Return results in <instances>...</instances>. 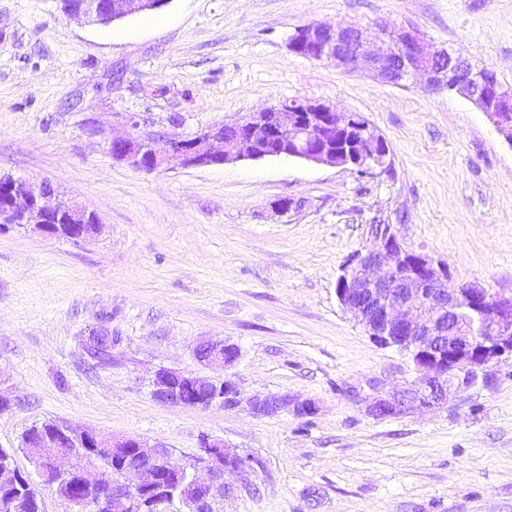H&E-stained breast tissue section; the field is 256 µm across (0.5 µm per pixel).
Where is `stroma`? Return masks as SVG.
<instances>
[{
    "label": "stroma",
    "mask_w": 512,
    "mask_h": 512,
    "mask_svg": "<svg viewBox=\"0 0 512 512\" xmlns=\"http://www.w3.org/2000/svg\"><path fill=\"white\" fill-rule=\"evenodd\" d=\"M156 15L104 26L59 0H0V174L53 183L102 224L87 241L0 227V448L29 473L20 437L48 420L158 442L178 463L209 435L254 469L224 512H512V362L446 408L374 418L353 391L413 372L336 296L374 224L446 263L449 286L511 296L512 145L461 98L287 45L313 21L405 23L512 85V0H168ZM294 98L363 115L391 172L292 158L144 172L108 150L131 116L162 147ZM100 325L104 361L85 347ZM203 336L238 347L243 398L314 413L155 401L159 369L211 375L193 354ZM248 408L254 415L272 416L291 405L288 396H266L264 398L252 397L247 401Z\"/></svg>",
    "instance_id": "stroma-1"
}]
</instances>
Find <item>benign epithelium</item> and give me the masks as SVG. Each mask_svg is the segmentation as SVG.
Wrapping results in <instances>:
<instances>
[{"mask_svg": "<svg viewBox=\"0 0 512 512\" xmlns=\"http://www.w3.org/2000/svg\"><path fill=\"white\" fill-rule=\"evenodd\" d=\"M155 7L152 0H84L66 17L109 24ZM375 29V39L383 44L379 51L371 49L361 26L330 22L297 27L288 47L314 61L366 70L384 84L419 83L429 91L460 97L512 145V85L503 84L493 70L437 46L413 26L381 22ZM128 122L130 131L112 137L108 148L113 159L139 171L161 170L172 160L189 168L281 156L344 166L360 175L388 173L392 167L388 142L370 123L357 113L338 112L319 101L293 99L247 113L192 138L174 139L164 152L155 148L153 137L136 133L135 117ZM88 218L85 208L59 192L44 193L24 180L0 202L1 225H29L43 236L58 237L64 226L84 224ZM371 231L379 246L351 255L337 279L336 296L370 340L409 359L415 377L401 391L384 394L371 382L372 394L355 393L370 415L384 419L442 408L458 391L477 385L489 364L512 361V296L471 283L450 291L445 288V263L405 248L389 224H374ZM194 355L207 365L228 369L239 353L224 341L202 340ZM188 390L198 393L192 401L184 399ZM227 392L232 395L231 407H238L241 392L228 377L202 378L161 369L151 382L154 400L199 410L225 406ZM247 404L259 416L290 407L288 397L274 395L252 397ZM90 440L98 448L112 449L117 475L103 499L71 500L76 512H221V504L235 493L225 474L251 484V459L230 451L219 438L204 436L193 461L177 465L161 444L124 436L108 444L92 431L77 432L63 423L59 437L46 439L34 459L42 484L50 488L66 480L93 489L99 478L96 467L77 470L72 463L65 468L58 464L61 458L72 460L71 449Z\"/></svg>", "mask_w": 512, "mask_h": 512, "instance_id": "obj_1", "label": "benign epithelium"}]
</instances>
